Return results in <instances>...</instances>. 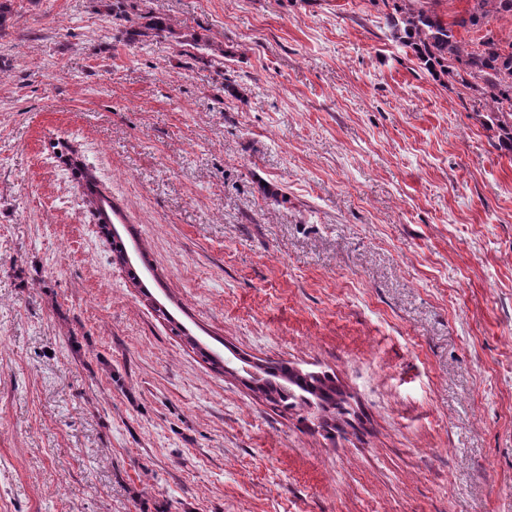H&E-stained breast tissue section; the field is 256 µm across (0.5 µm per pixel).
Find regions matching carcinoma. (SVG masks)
<instances>
[{"label":"carcinoma","instance_id":"obj_1","mask_svg":"<svg viewBox=\"0 0 512 512\" xmlns=\"http://www.w3.org/2000/svg\"><path fill=\"white\" fill-rule=\"evenodd\" d=\"M415 2L401 0L386 15L391 37L410 49L433 76H447L479 93L488 108V128L495 131V147L512 153V43L502 46L489 30L480 47L469 49L452 29L487 25L492 19L512 22V0H473L468 17L451 25ZM264 373L262 391L270 401L291 409L318 399L323 410L342 412V392L328 374H296L286 362H275Z\"/></svg>","mask_w":512,"mask_h":512}]
</instances>
